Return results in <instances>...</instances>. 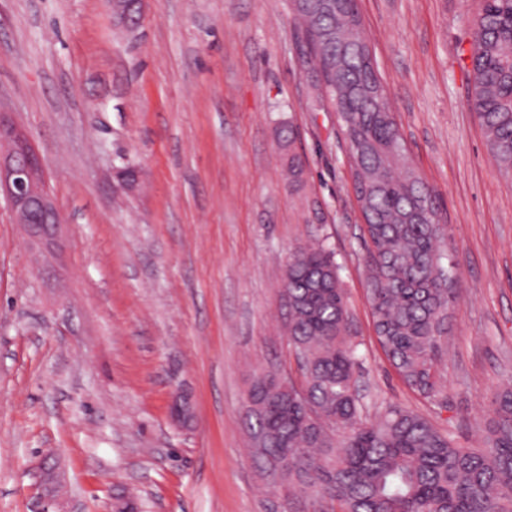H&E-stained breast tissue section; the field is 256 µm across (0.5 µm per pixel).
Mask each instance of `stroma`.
Listing matches in <instances>:
<instances>
[{"instance_id":"35a3bbf8","label":"stroma","mask_w":512,"mask_h":512,"mask_svg":"<svg viewBox=\"0 0 512 512\" xmlns=\"http://www.w3.org/2000/svg\"><path fill=\"white\" fill-rule=\"evenodd\" d=\"M409 159L459 263L443 384L409 390L378 345L365 223L292 0H0V110L43 158L65 216L34 244L0 197V512H313L265 485L247 392L298 377L283 279L333 251L366 417L398 405L455 441L512 382V180L467 104L479 0H358ZM305 169L289 185L283 129ZM134 169L125 189L119 171Z\"/></svg>"}]
</instances>
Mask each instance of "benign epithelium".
<instances>
[{
	"label": "benign epithelium",
	"mask_w": 512,
	"mask_h": 512,
	"mask_svg": "<svg viewBox=\"0 0 512 512\" xmlns=\"http://www.w3.org/2000/svg\"><path fill=\"white\" fill-rule=\"evenodd\" d=\"M6 138L8 148L0 147V196L11 206L17 223L25 225L32 237L47 238L63 223V216L47 190L40 156L1 112L0 144Z\"/></svg>",
	"instance_id": "benign-epithelium-1"
}]
</instances>
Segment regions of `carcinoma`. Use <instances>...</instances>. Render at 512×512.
I'll list each match as a JSON object with an SVG mask.
<instances>
[{"instance_id": "cac0c4a2", "label": "carcinoma", "mask_w": 512, "mask_h": 512, "mask_svg": "<svg viewBox=\"0 0 512 512\" xmlns=\"http://www.w3.org/2000/svg\"><path fill=\"white\" fill-rule=\"evenodd\" d=\"M295 4L355 158L377 342L405 386L431 398L456 300L444 284L458 275L453 256L437 247L444 228L436 198L410 166L379 92L357 0ZM465 60L469 106L499 171L512 176V0H481ZM284 282L304 394L264 371L256 377L249 423L260 466L287 462L288 490L311 496L319 512H512V385L493 393L471 447L399 406L368 420L333 253L322 242L295 252Z\"/></svg>"}]
</instances>
